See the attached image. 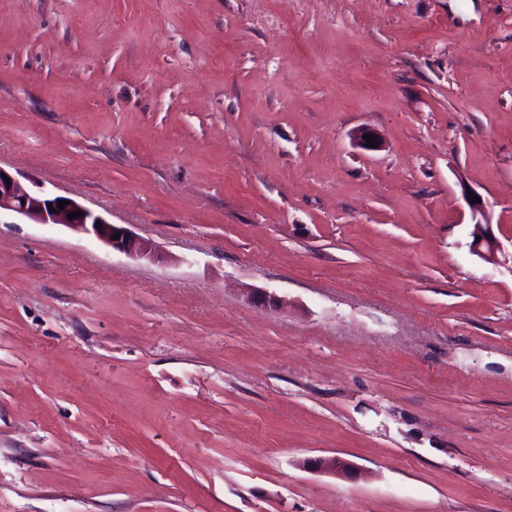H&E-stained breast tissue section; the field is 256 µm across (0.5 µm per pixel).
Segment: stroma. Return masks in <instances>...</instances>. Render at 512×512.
<instances>
[{
    "label": "stroma",
    "mask_w": 512,
    "mask_h": 512,
    "mask_svg": "<svg viewBox=\"0 0 512 512\" xmlns=\"http://www.w3.org/2000/svg\"><path fill=\"white\" fill-rule=\"evenodd\" d=\"M0 167L157 253L0 224V512H512V0H0ZM473 226L472 241L470 242L471 252L487 262H495L500 245L492 232V224L485 219L484 222L477 221ZM476 237H480V240L476 241ZM303 466L335 475L348 473L352 468L349 462L336 456L309 458L303 461Z\"/></svg>",
    "instance_id": "stroma-1"
}]
</instances>
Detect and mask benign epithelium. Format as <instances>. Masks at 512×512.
I'll return each instance as SVG.
<instances>
[{
  "instance_id": "benign-epithelium-1",
  "label": "benign epithelium",
  "mask_w": 512,
  "mask_h": 512,
  "mask_svg": "<svg viewBox=\"0 0 512 512\" xmlns=\"http://www.w3.org/2000/svg\"><path fill=\"white\" fill-rule=\"evenodd\" d=\"M59 196H52L36 183L27 184L18 176L0 166V216H8L15 220L30 224L62 225L84 234L90 235L104 245L132 257L150 258L153 248L149 242L137 238L122 224H114L104 216L96 214L72 199L65 208H58ZM55 211H50L49 207ZM81 211L83 215L71 219L69 214ZM119 238L112 239L113 235ZM470 242L471 252L487 262L497 260L500 245L492 232L489 222L478 221L474 224ZM303 466L313 470L332 474H345L352 465L346 460L332 457L309 458Z\"/></svg>"
}]
</instances>
